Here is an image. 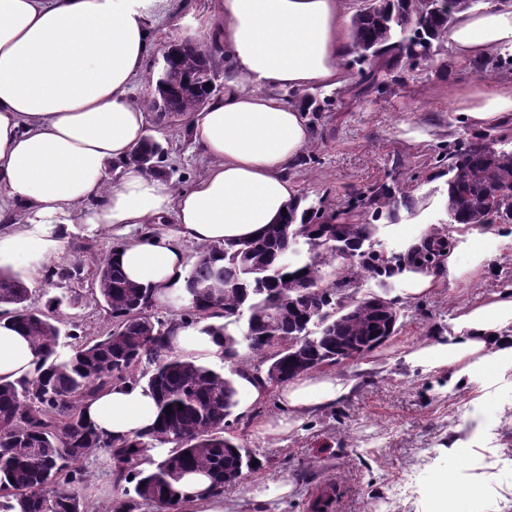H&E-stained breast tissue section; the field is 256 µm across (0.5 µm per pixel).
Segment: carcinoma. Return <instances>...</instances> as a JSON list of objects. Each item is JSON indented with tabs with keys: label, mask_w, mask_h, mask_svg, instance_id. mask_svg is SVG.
<instances>
[{
	"label": "carcinoma",
	"mask_w": 512,
	"mask_h": 512,
	"mask_svg": "<svg viewBox=\"0 0 512 512\" xmlns=\"http://www.w3.org/2000/svg\"><path fill=\"white\" fill-rule=\"evenodd\" d=\"M429 0H415L401 12L379 3L351 20L354 48L366 58L384 60L389 70L417 57L426 61L441 45L448 18L431 10ZM174 71L202 83L215 76L189 51L171 60ZM150 111L192 112L198 94L185 86L166 98L148 99ZM161 145L151 140L130 157L139 164L161 157ZM448 218L455 224L481 223L490 216L512 220V150H495L477 138L468 149L448 157ZM392 204L386 192H375L365 207L378 213ZM307 226L312 234L339 236L341 248L355 252L345 272L329 279L326 268L340 256L336 247L319 245L296 255L292 232ZM373 224L336 223V214L301 207L296 201L282 224L268 226L259 236L199 251L185 278L189 299L183 324L224 319L206 332L224 337V361L229 373L197 365L166 345L173 320L155 312L151 289L127 279L112 260L113 246L95 265V301L112 319V328L98 339L74 333L66 354L60 320L54 312L62 299L49 300L48 312L27 304L29 288L17 273L0 272V306L9 307L12 324L32 339L38 350L37 375L17 383H0V512H87L78 488L85 481L81 462L98 452L110 463L111 476L123 498V512L151 503L159 512H177L174 483L183 474L209 473L210 493L233 486L259 463L249 448L225 436L238 405L234 376L250 373L261 386H280L320 364H336L337 350L355 346L363 356L394 335L398 310L383 299L377 305L344 294L367 273L389 278L400 258L373 249ZM448 246L440 232L414 252L424 265ZM81 267L51 266L45 282L80 279ZM259 359L248 367L239 347ZM144 383L157 398L158 422L132 440H112L84 417L83 403L114 383ZM171 410H166V407ZM174 448L150 470L141 468L156 445Z\"/></svg>",
	"instance_id": "carcinoma-1"
}]
</instances>
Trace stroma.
Wrapping results in <instances>:
<instances>
[{"label":"stroma","mask_w":512,"mask_h":512,"mask_svg":"<svg viewBox=\"0 0 512 512\" xmlns=\"http://www.w3.org/2000/svg\"><path fill=\"white\" fill-rule=\"evenodd\" d=\"M208 0H177L181 23L160 33L151 58L189 40L191 20ZM344 86L312 90L304 114L312 140L288 168L304 205H321L338 222L375 224L373 242L399 256L407 239L425 241L430 232L450 235L448 155L474 142L479 131L455 122V91L480 83L490 88L512 82V70L474 73L448 47L432 59L405 64L379 76L380 85L358 94L362 65L355 55L343 61ZM149 135L164 150L158 174L176 188H189L206 165L185 119L151 116ZM391 194L394 204L373 216L357 207L375 190ZM111 230L79 229L67 233L57 262L80 264L83 282L78 302L66 301L68 284L37 283L31 306L46 308L62 297L58 316L63 331L92 338L104 335L112 321L91 293L96 260L119 243ZM512 289V250L496 257L485 274L468 286L444 287L431 295L406 299L392 279L364 278L355 297L379 295L400 312L398 331L384 345L331 371L357 379L354 394L314 411L292 432L260 434L255 425L281 414L280 391L250 400L239 391L229 435L255 452L259 469L224 495L241 501L244 512H315L316 495L329 490L326 512H512V370L488 385L448 389L446 372L421 373L405 365L402 355L433 336L444 335L460 309L494 292ZM81 495L89 512H112L116 496L103 454L83 460ZM283 481L291 492L263 503L249 494L262 482Z\"/></svg>","instance_id":"obj_1"}]
</instances>
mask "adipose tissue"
Returning a JSON list of instances; mask_svg holds the SVG:
<instances>
[{
    "instance_id": "adipose-tissue-1",
    "label": "adipose tissue",
    "mask_w": 512,
    "mask_h": 512,
    "mask_svg": "<svg viewBox=\"0 0 512 512\" xmlns=\"http://www.w3.org/2000/svg\"><path fill=\"white\" fill-rule=\"evenodd\" d=\"M169 0H0V269L21 261L38 283L43 261L63 251V231L76 224L125 235L116 260L132 282L152 287L156 301L181 288L187 247L249 239L283 222L296 199L287 175L311 140L299 105L282 90L336 88L352 46L345 0H215L197 29L224 57V93L187 119L207 159L205 173L179 191L130 164L147 139L148 107L130 99L145 70L152 17ZM442 40L462 61L512 43V0H490L455 14ZM456 114L476 128L512 117V82L455 92ZM20 215H13V206ZM438 266L407 261L394 277L407 298L444 282L469 283L504 250L512 230L456 225ZM468 264L458 269L457 254ZM169 346L198 364L224 358L222 339L201 325L176 326ZM404 360L425 372L444 370L449 388L512 369V293L467 306L445 335L412 348ZM38 357L27 336L0 313V383L33 378ZM353 383L333 373L300 378L281 393L282 415L257 430L283 435L302 417L346 399ZM84 416L98 432L130 439L153 428L158 408L146 385H113ZM210 481L189 474L177 484L182 512H234Z\"/></svg>"
}]
</instances>
